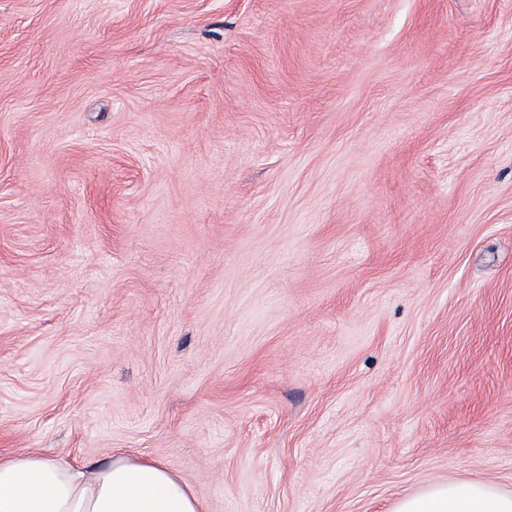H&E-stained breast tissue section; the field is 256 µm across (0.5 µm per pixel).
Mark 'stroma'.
<instances>
[{
  "label": "stroma",
  "instance_id": "obj_1",
  "mask_svg": "<svg viewBox=\"0 0 512 512\" xmlns=\"http://www.w3.org/2000/svg\"><path fill=\"white\" fill-rule=\"evenodd\" d=\"M119 450L512 493V0H0V453Z\"/></svg>",
  "mask_w": 512,
  "mask_h": 512
}]
</instances>
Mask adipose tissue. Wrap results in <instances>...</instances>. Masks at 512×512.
<instances>
[{"instance_id":"ef3b65f1","label":"adipose tissue","mask_w":512,"mask_h":512,"mask_svg":"<svg viewBox=\"0 0 512 512\" xmlns=\"http://www.w3.org/2000/svg\"><path fill=\"white\" fill-rule=\"evenodd\" d=\"M0 512H206V505L152 460L115 453L72 465L25 453L0 454ZM392 512H512V495L490 482L434 483Z\"/></svg>"}]
</instances>
